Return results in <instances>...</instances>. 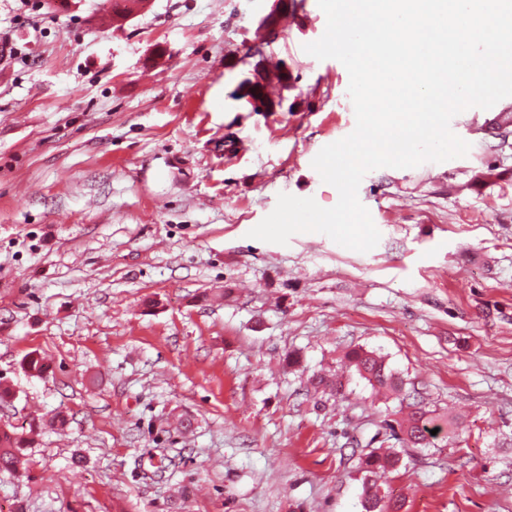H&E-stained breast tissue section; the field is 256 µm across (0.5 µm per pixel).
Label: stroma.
Listing matches in <instances>:
<instances>
[{"instance_id":"1","label":"stroma","mask_w":512,"mask_h":512,"mask_svg":"<svg viewBox=\"0 0 512 512\" xmlns=\"http://www.w3.org/2000/svg\"><path fill=\"white\" fill-rule=\"evenodd\" d=\"M41 2L0 0V427L40 426L0 507L363 512L359 455L404 449L405 405L342 371L362 347L459 432L383 489L512 512V97L453 118L466 156L364 176L370 251L264 242L279 194L337 203L312 161L356 125L346 68L303 49L317 0L265 48L274 112L233 97L273 0H145L107 30V0Z\"/></svg>"}]
</instances>
